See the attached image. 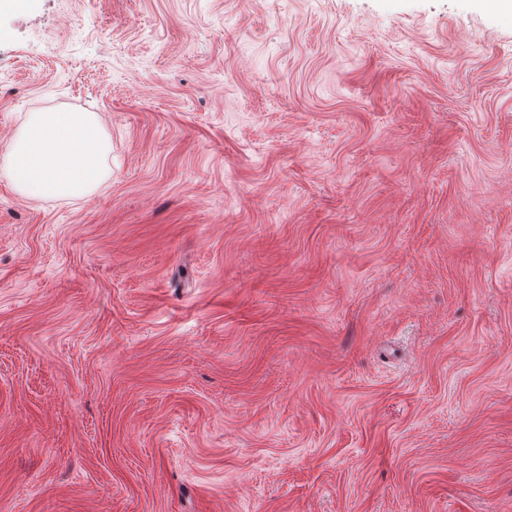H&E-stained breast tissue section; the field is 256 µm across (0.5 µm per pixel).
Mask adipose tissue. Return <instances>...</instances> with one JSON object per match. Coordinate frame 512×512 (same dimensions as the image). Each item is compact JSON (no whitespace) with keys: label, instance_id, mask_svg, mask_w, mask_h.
Masks as SVG:
<instances>
[{"label":"adipose tissue","instance_id":"obj_1","mask_svg":"<svg viewBox=\"0 0 512 512\" xmlns=\"http://www.w3.org/2000/svg\"><path fill=\"white\" fill-rule=\"evenodd\" d=\"M110 150L97 113L34 112L11 138L0 166L28 198H82L105 181Z\"/></svg>","mask_w":512,"mask_h":512}]
</instances>
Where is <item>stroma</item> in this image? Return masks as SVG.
Masks as SVG:
<instances>
[{
    "mask_svg": "<svg viewBox=\"0 0 512 512\" xmlns=\"http://www.w3.org/2000/svg\"><path fill=\"white\" fill-rule=\"evenodd\" d=\"M32 112L110 177L0 173V512H512V12L39 0ZM110 150L95 112H32L3 163L13 187L28 198H82L105 181Z\"/></svg>",
    "mask_w": 512,
    "mask_h": 512,
    "instance_id": "35a3bbf8",
    "label": "stroma"
}]
</instances>
